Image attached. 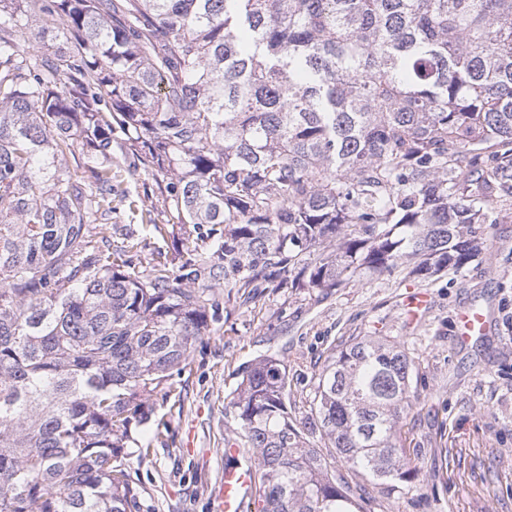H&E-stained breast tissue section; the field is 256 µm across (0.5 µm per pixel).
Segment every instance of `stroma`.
Returning a JSON list of instances; mask_svg holds the SVG:
<instances>
[{"instance_id":"stroma-1","label":"stroma","mask_w":512,"mask_h":512,"mask_svg":"<svg viewBox=\"0 0 512 512\" xmlns=\"http://www.w3.org/2000/svg\"><path fill=\"white\" fill-rule=\"evenodd\" d=\"M112 172L125 196L113 197V248L134 241L130 267L146 274L156 255L178 271L191 245L168 213L141 211L158 196L151 173L131 179L120 151ZM478 252L459 272L430 278L404 267L364 272L325 294L314 288H269L249 303L221 289L209 336L195 343L171 379L169 395L149 402L146 424L133 426L127 469L141 512H217L215 488L231 463L224 442L241 428L231 406L242 370L257 356L280 359L288 369V403L307 420L310 402L329 357L354 338L383 337L410 352L416 371L400 441L414 467L412 491L382 492L362 473L335 459L320 432L307 433L333 469L371 501V512H512V199L494 223L480 224ZM426 290L432 305L408 321L410 290ZM479 305L492 317L488 336L459 344L454 315Z\"/></svg>"}]
</instances>
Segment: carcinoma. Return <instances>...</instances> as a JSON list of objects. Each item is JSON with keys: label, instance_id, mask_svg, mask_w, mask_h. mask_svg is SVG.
Returning <instances> with one entry per match:
<instances>
[{"label": "carcinoma", "instance_id": "obj_1", "mask_svg": "<svg viewBox=\"0 0 512 512\" xmlns=\"http://www.w3.org/2000/svg\"><path fill=\"white\" fill-rule=\"evenodd\" d=\"M46 14L65 34L43 56ZM118 131L129 176L161 174L156 203L195 235L187 273L131 272L93 233ZM75 146L90 182L63 166ZM511 170L512 0H0V512H141L131 425L218 288L459 271ZM414 365L356 338L313 398L337 457L389 494L411 483ZM232 407L259 512H368L307 445L281 360L248 366Z\"/></svg>", "mask_w": 512, "mask_h": 512}]
</instances>
